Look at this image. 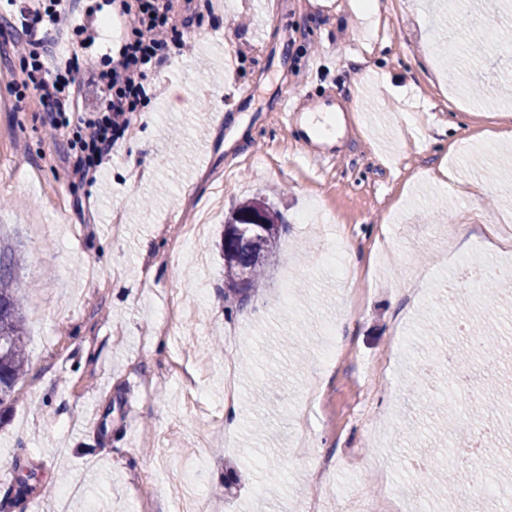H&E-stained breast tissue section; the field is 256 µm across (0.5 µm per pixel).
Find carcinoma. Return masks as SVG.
<instances>
[{
  "label": "carcinoma",
  "instance_id": "obj_1",
  "mask_svg": "<svg viewBox=\"0 0 512 512\" xmlns=\"http://www.w3.org/2000/svg\"><path fill=\"white\" fill-rule=\"evenodd\" d=\"M264 226L253 233L222 238L224 293L245 301L242 283L254 284L268 263L281 234L286 231L280 215L268 208ZM16 256L0 250V403L11 397L28 364L27 337L22 300L27 285L15 276Z\"/></svg>",
  "mask_w": 512,
  "mask_h": 512
}]
</instances>
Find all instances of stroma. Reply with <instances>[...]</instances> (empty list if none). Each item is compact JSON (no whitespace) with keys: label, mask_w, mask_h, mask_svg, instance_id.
<instances>
[{"label":"stroma","mask_w":512,"mask_h":512,"mask_svg":"<svg viewBox=\"0 0 512 512\" xmlns=\"http://www.w3.org/2000/svg\"><path fill=\"white\" fill-rule=\"evenodd\" d=\"M355 2L322 14L286 0L275 21L259 0H211L95 183L73 176L66 137L20 94L22 34L0 21V247L27 284L29 334L27 372L0 403V467L29 480L0 488L11 512H56L64 496L68 512H178L170 480L188 461L204 512H297L314 492L324 512H346L366 483L402 510L488 512L474 493L449 502L409 465L447 457L454 379L409 389L416 343L454 346L456 321L476 320L504 334L497 368L461 367L488 402L512 395V304L441 300L449 269L512 257L485 245L491 232L512 242V8L382 0L367 18ZM332 91L355 104V128L319 166L273 107ZM441 166L488 194L445 192L429 180ZM229 168L201 267L174 243ZM254 197L288 231L228 318L221 232ZM339 240L348 283L322 264ZM201 285L199 316L155 333L171 298Z\"/></svg>","instance_id":"obj_1"}]
</instances>
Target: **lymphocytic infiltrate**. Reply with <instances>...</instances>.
I'll return each instance as SVG.
<instances>
[{"label":"lymphocytic infiltrate","mask_w":512,"mask_h":512,"mask_svg":"<svg viewBox=\"0 0 512 512\" xmlns=\"http://www.w3.org/2000/svg\"><path fill=\"white\" fill-rule=\"evenodd\" d=\"M15 7L23 31L43 26L75 36L79 52L53 55L26 41L20 61L23 86L46 105V122L69 136V164L74 175L96 180L115 146L131 128L132 116L151 95L149 74L173 53L188 46L191 18H178L173 0H7ZM115 14L128 22L126 35L111 56L94 67L100 99L93 110L81 101L75 78L80 56H92L99 30L98 14Z\"/></svg>","instance_id":"f902f5d3"}]
</instances>
